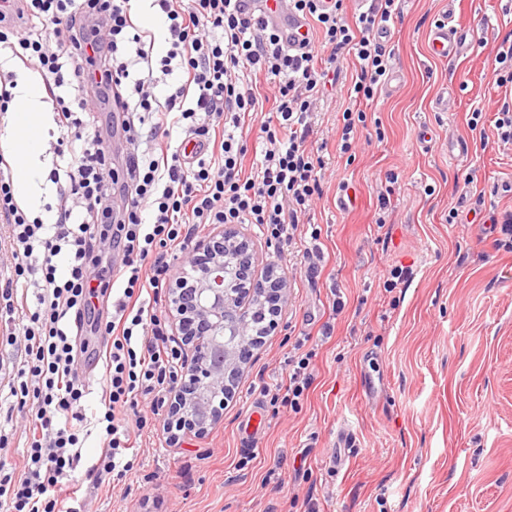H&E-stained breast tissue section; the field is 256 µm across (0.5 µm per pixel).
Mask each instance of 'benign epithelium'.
<instances>
[{"label": "benign epithelium", "instance_id": "7a95c632", "mask_svg": "<svg viewBox=\"0 0 512 512\" xmlns=\"http://www.w3.org/2000/svg\"><path fill=\"white\" fill-rule=\"evenodd\" d=\"M229 254L235 257L241 271L253 266L249 244L238 239L236 232L224 230L195 246L191 258L194 276L189 281H176L172 288L177 314L175 322L185 340L191 343V350L187 358L190 380L174 394L170 410L172 416L179 419L186 406H197L189 418V426L198 434L220 418L202 402L200 392L206 387H213L224 391L227 396L233 395L237 372L251 352L249 345L227 349L226 362H215L212 329L224 327V316L257 294L279 303L286 297L283 281L274 276L271 268L266 269L262 276L254 273L249 279L228 283L224 277V262Z\"/></svg>", "mask_w": 512, "mask_h": 512}]
</instances>
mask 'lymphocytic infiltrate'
<instances>
[{
	"instance_id": "lymphocytic-infiltrate-1",
	"label": "lymphocytic infiltrate",
	"mask_w": 512,
	"mask_h": 512,
	"mask_svg": "<svg viewBox=\"0 0 512 512\" xmlns=\"http://www.w3.org/2000/svg\"><path fill=\"white\" fill-rule=\"evenodd\" d=\"M152 2L166 17L171 43L157 62L131 0H0V52L40 73L60 127L79 134L86 115L119 110L127 115L128 144L116 169L101 136L67 141L72 162L50 235L19 206L11 162L0 153V222L13 258L0 285V335L17 350L0 378L25 422L21 466L0 463V512H85L84 498L65 480L81 461L88 424L81 409L88 388L78 370L87 332L106 346L103 411L95 420L101 451L86 477L99 485L133 470L137 438L189 377L162 299L173 274L189 267L202 225L258 226L279 251L299 257L308 284L317 286L325 267L321 230L312 228L303 246L296 232L322 198L331 166V148L312 143L328 87L348 83L332 148L337 157L355 159L363 130L385 138L367 109L393 67V28L404 0H369L351 16L346 0H288L309 25L306 49L297 54L265 13L244 11L241 0ZM175 72L179 85L157 98L158 75ZM493 73L508 93L494 116L474 107L467 126L480 144L512 151V34L496 48ZM72 76L77 85H69ZM261 78L273 107L259 128L262 158L248 167L239 131L265 109ZM67 85L72 94L61 95ZM173 113L211 159L192 162L184 148H171ZM144 123L152 142L146 150ZM60 255L68 269L62 279L54 263ZM21 282L36 287L35 301L18 296ZM100 298L111 299V314H96ZM310 339L298 334L285 378L263 385L262 396L301 409L314 379Z\"/></svg>"
}]
</instances>
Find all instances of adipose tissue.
<instances>
[{"label":"adipose tissue","mask_w":512,"mask_h":512,"mask_svg":"<svg viewBox=\"0 0 512 512\" xmlns=\"http://www.w3.org/2000/svg\"><path fill=\"white\" fill-rule=\"evenodd\" d=\"M10 143L20 144L16 155L14 182L17 199L22 208L37 205L36 178L40 139L49 117L43 110L39 86L33 82L21 83L16 89V98L6 117Z\"/></svg>","instance_id":"ef3b65f1"}]
</instances>
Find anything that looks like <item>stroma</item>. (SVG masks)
<instances>
[{"instance_id": "stroma-1", "label": "stroma", "mask_w": 512, "mask_h": 512, "mask_svg": "<svg viewBox=\"0 0 512 512\" xmlns=\"http://www.w3.org/2000/svg\"><path fill=\"white\" fill-rule=\"evenodd\" d=\"M507 0H407L395 26L396 60L377 104L386 132L353 162L333 163L313 212L327 260L310 287L298 260L282 262L258 229L238 225L257 270L273 264L288 300L279 327L255 349L237 393L205 434H145L137 464L116 484L89 490L88 512H512V254L496 251L483 225L445 221L463 178L512 181V152L475 144L473 106L503 97L489 61L512 30ZM475 30L466 53L436 59L431 24L447 10ZM453 90L452 111L436 97ZM394 170L392 234L377 243L375 209ZM357 189L354 208L337 185ZM411 267L406 288L386 293V271ZM346 304L333 336L332 289ZM309 325L314 381L301 409L265 403L261 385ZM350 427L357 446L335 470L336 433ZM248 466H240L244 455ZM275 471L280 488L266 486Z\"/></svg>"}]
</instances>
